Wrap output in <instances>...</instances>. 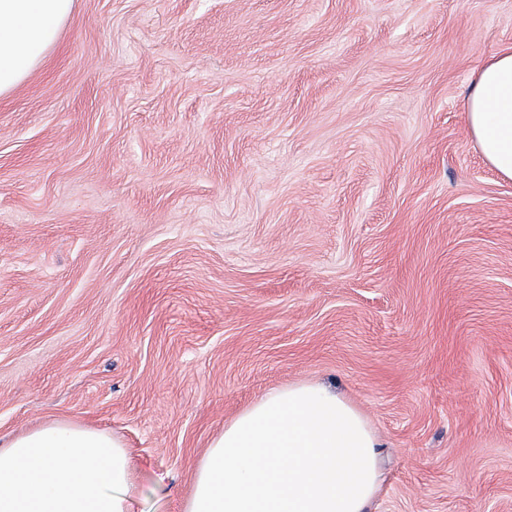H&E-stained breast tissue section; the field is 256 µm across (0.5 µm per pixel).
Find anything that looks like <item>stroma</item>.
<instances>
[{
  "label": "stroma",
  "instance_id": "obj_1",
  "mask_svg": "<svg viewBox=\"0 0 512 512\" xmlns=\"http://www.w3.org/2000/svg\"><path fill=\"white\" fill-rule=\"evenodd\" d=\"M512 0H75L0 98V438L116 435L132 512L315 381L368 512H512V181L466 124Z\"/></svg>",
  "mask_w": 512,
  "mask_h": 512
}]
</instances>
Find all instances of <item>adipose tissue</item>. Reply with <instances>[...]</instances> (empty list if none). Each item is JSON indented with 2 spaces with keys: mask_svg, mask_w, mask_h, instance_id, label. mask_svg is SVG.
Masks as SVG:
<instances>
[{
  "mask_svg": "<svg viewBox=\"0 0 512 512\" xmlns=\"http://www.w3.org/2000/svg\"><path fill=\"white\" fill-rule=\"evenodd\" d=\"M73 0H0V98L43 62ZM469 133L512 180V49L476 73ZM377 434L314 382L272 391L225 423L182 512H367L381 489ZM132 459L108 433L50 421L0 441V512H131Z\"/></svg>",
  "mask_w": 512,
  "mask_h": 512,
  "instance_id": "ef3b65f1",
  "label": "adipose tissue"
}]
</instances>
